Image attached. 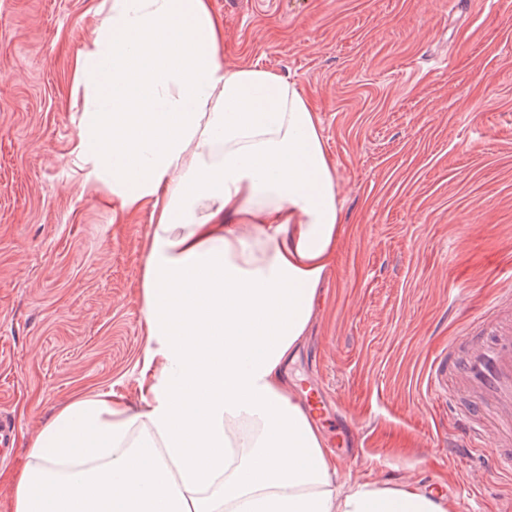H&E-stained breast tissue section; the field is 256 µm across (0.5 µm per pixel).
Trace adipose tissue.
Wrapping results in <instances>:
<instances>
[{"instance_id":"adipose-tissue-1","label":"adipose tissue","mask_w":512,"mask_h":512,"mask_svg":"<svg viewBox=\"0 0 512 512\" xmlns=\"http://www.w3.org/2000/svg\"><path fill=\"white\" fill-rule=\"evenodd\" d=\"M78 52L71 155L115 211H148L139 398L54 413L12 512H454L448 493L340 478L283 367L343 232L311 102L229 65L210 0H100Z\"/></svg>"}]
</instances>
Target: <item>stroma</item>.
<instances>
[{
	"mask_svg": "<svg viewBox=\"0 0 512 512\" xmlns=\"http://www.w3.org/2000/svg\"><path fill=\"white\" fill-rule=\"evenodd\" d=\"M99 0H0V512L58 409L136 398L149 215L83 191L70 150L78 51ZM222 59L258 63L315 107L343 233L291 384L333 399L341 476L448 483L455 512H512L490 453L458 456L427 372L512 289V0H211Z\"/></svg>",
	"mask_w": 512,
	"mask_h": 512,
	"instance_id": "1",
	"label": "stroma"
}]
</instances>
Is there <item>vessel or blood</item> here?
Listing matches in <instances>:
<instances>
[{"instance_id": "obj_1", "label": "vessel or blood", "mask_w": 512, "mask_h": 512, "mask_svg": "<svg viewBox=\"0 0 512 512\" xmlns=\"http://www.w3.org/2000/svg\"><path fill=\"white\" fill-rule=\"evenodd\" d=\"M471 333L448 341V357L433 370L434 385L459 411L461 446L467 452L498 450L512 472V293L488 303Z\"/></svg>"}]
</instances>
